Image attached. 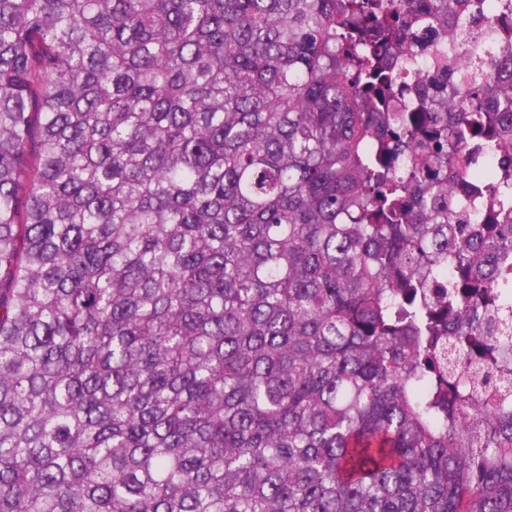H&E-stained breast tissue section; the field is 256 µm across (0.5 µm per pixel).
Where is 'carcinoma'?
I'll return each instance as SVG.
<instances>
[{
	"label": "carcinoma",
	"instance_id": "1",
	"mask_svg": "<svg viewBox=\"0 0 512 512\" xmlns=\"http://www.w3.org/2000/svg\"><path fill=\"white\" fill-rule=\"evenodd\" d=\"M402 9L0 0V512H512V391L442 358H503L512 224L409 199L464 130L384 111ZM455 36L448 108L512 110ZM495 299L488 303L484 308L483 331L482 336H493L491 341H500L499 336H503L497 330L496 324L502 322L505 318H510L512 314V291L510 288H493ZM487 323V325H485ZM486 326V327H485ZM496 337V338H495Z\"/></svg>",
	"mask_w": 512,
	"mask_h": 512
}]
</instances>
